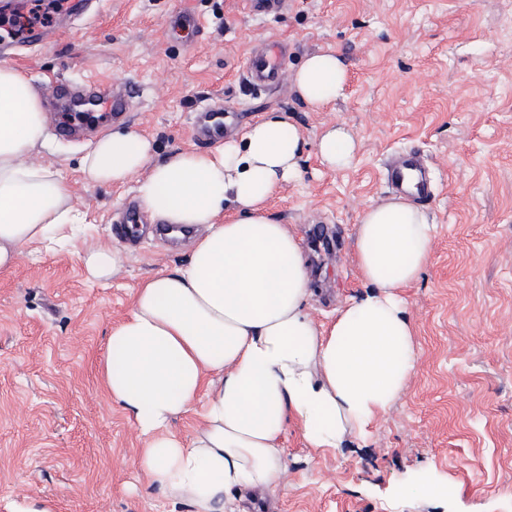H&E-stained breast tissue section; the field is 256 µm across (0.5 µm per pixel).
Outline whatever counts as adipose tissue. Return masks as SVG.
Here are the masks:
<instances>
[{
	"label": "adipose tissue",
	"instance_id": "1",
	"mask_svg": "<svg viewBox=\"0 0 512 512\" xmlns=\"http://www.w3.org/2000/svg\"><path fill=\"white\" fill-rule=\"evenodd\" d=\"M347 78L341 56L325 51L303 60L294 86L320 108L343 96ZM44 128L32 78L0 64V270L26 245L51 248L79 230L67 183L32 161ZM303 150L287 113L271 112L205 152L157 162L152 141L130 128L100 138L81 160L87 182L138 178L153 221L198 231L185 266L137 289L99 359L108 398L146 442L141 470L191 512H238L229 493L277 489L289 426L315 449L366 440L416 366L403 291L430 261L434 224L401 196L367 206L354 243L367 290L315 323L302 241L268 213L275 193L300 176ZM355 152L341 125L317 142L332 169L349 166ZM199 401L193 434L171 432Z\"/></svg>",
	"mask_w": 512,
	"mask_h": 512
}]
</instances>
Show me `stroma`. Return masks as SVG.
<instances>
[{
    "mask_svg": "<svg viewBox=\"0 0 512 512\" xmlns=\"http://www.w3.org/2000/svg\"><path fill=\"white\" fill-rule=\"evenodd\" d=\"M264 36L287 42L289 77L254 94L241 76ZM327 49L343 57L348 84L318 109L297 97L290 74ZM14 65L43 94L93 75L136 96L129 121L75 141L48 132L39 149L70 187L88 240L120 248L123 268L94 283L82 243L59 252L33 243L0 272V512H189L139 470L143 441L109 402L97 362L136 289L185 264L191 239L162 234L136 180L88 183L80 161L128 125L152 140L155 160L201 150L191 124L211 101L232 106L231 138L285 111L305 140L303 175L270 211L302 239L316 322L364 290L354 237L366 206L393 196L386 159L415 149L433 180L422 205L436 226L431 259L405 291L417 347L405 395L361 447L314 450L289 427L282 485L247 496L245 512H512V0H290L266 18L242 0H98L82 26ZM332 123L357 144L344 169L316 154ZM429 468L450 496L403 492Z\"/></svg>",
    "mask_w": 512,
    "mask_h": 512,
    "instance_id": "stroma-1",
    "label": "stroma"
}]
</instances>
